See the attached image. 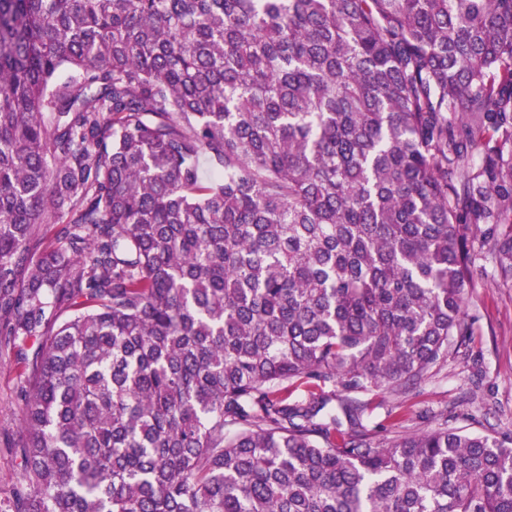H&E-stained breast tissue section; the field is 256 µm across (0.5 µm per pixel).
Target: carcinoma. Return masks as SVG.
<instances>
[{"label":"carcinoma","mask_w":512,"mask_h":512,"mask_svg":"<svg viewBox=\"0 0 512 512\" xmlns=\"http://www.w3.org/2000/svg\"><path fill=\"white\" fill-rule=\"evenodd\" d=\"M487 268L512 0H0V512H512L511 433L362 400L467 344ZM24 403L14 350L0 336V491L8 492L20 480L19 443L23 436Z\"/></svg>","instance_id":"1"}]
</instances>
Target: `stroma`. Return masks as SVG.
<instances>
[{"label":"stroma","mask_w":512,"mask_h":512,"mask_svg":"<svg viewBox=\"0 0 512 512\" xmlns=\"http://www.w3.org/2000/svg\"><path fill=\"white\" fill-rule=\"evenodd\" d=\"M468 322L472 336L442 370L403 394L380 389L369 394L381 422L387 410L404 414L408 428H425L432 415L472 431H512V288L484 276L471 291ZM24 403L12 347L0 336V491L20 480L19 443Z\"/></svg>","instance_id":"1"}]
</instances>
